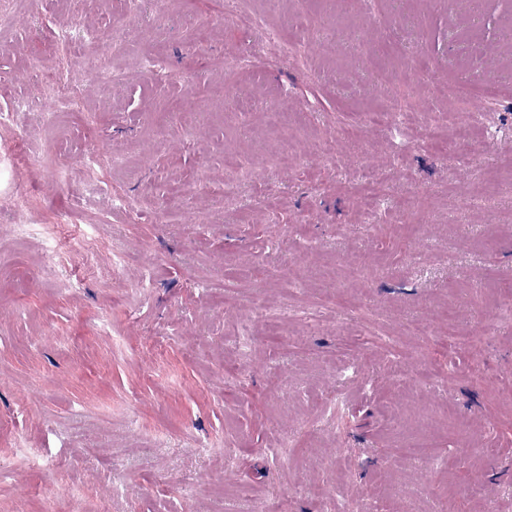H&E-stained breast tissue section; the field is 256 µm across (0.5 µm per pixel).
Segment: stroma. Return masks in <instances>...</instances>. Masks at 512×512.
I'll list each match as a JSON object with an SVG mask.
<instances>
[{
    "label": "stroma",
    "mask_w": 512,
    "mask_h": 512,
    "mask_svg": "<svg viewBox=\"0 0 512 512\" xmlns=\"http://www.w3.org/2000/svg\"><path fill=\"white\" fill-rule=\"evenodd\" d=\"M243 6L298 56L268 64L213 0H0V111L41 99L35 58L82 89L51 126L0 129V512H512V0ZM117 22L122 52L55 44ZM113 69L132 81L102 84ZM378 106L397 122L369 127ZM93 147L127 168L56 180ZM228 150L249 170L231 197ZM176 184L193 195L168 224ZM66 210L101 240L91 262L18 231ZM340 390L348 407L320 421ZM21 440L58 471L16 459Z\"/></svg>",
    "instance_id": "obj_1"
}]
</instances>
